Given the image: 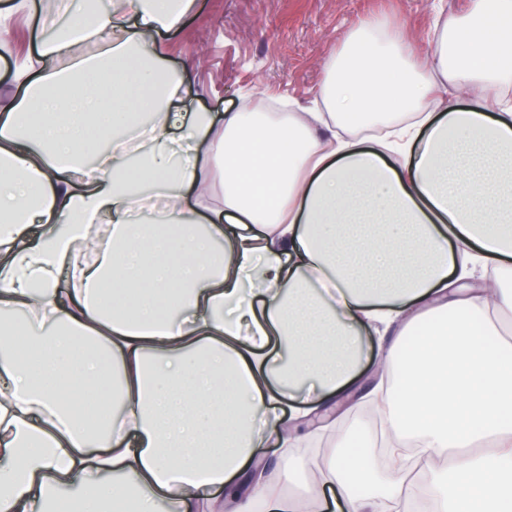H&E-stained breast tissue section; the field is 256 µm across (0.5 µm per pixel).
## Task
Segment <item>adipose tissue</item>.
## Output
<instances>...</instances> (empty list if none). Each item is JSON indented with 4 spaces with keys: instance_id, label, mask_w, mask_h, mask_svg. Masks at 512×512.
Listing matches in <instances>:
<instances>
[{
    "instance_id": "obj_1",
    "label": "adipose tissue",
    "mask_w": 512,
    "mask_h": 512,
    "mask_svg": "<svg viewBox=\"0 0 512 512\" xmlns=\"http://www.w3.org/2000/svg\"><path fill=\"white\" fill-rule=\"evenodd\" d=\"M193 2L0 0V48L36 19L0 96V512H303L254 450L330 423L361 330L398 336L370 394L391 450L330 448L313 486L409 512L425 460L451 512H512V0H469L422 64L360 20L321 111L179 123L156 37Z\"/></svg>"
}]
</instances>
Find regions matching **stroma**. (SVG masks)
<instances>
[{
	"instance_id": "stroma-1",
	"label": "stroma",
	"mask_w": 512,
	"mask_h": 512,
	"mask_svg": "<svg viewBox=\"0 0 512 512\" xmlns=\"http://www.w3.org/2000/svg\"><path fill=\"white\" fill-rule=\"evenodd\" d=\"M467 0H194L184 25L161 33L168 66L188 68L185 105L227 112L243 102L310 104L352 25L379 20L401 33L419 58L433 54L435 16Z\"/></svg>"
}]
</instances>
